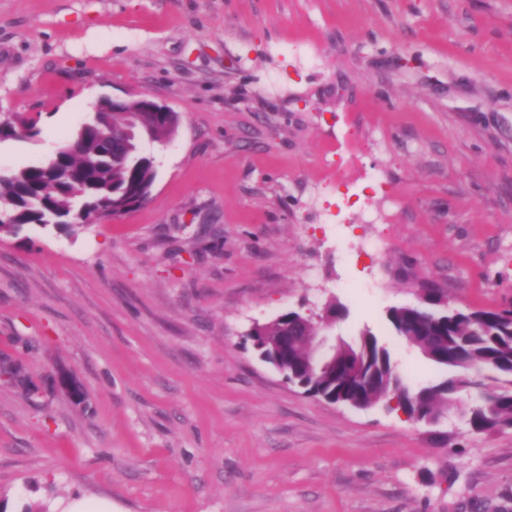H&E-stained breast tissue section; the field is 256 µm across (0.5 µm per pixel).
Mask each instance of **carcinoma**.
<instances>
[{
    "instance_id": "cac0c4a2",
    "label": "carcinoma",
    "mask_w": 512,
    "mask_h": 512,
    "mask_svg": "<svg viewBox=\"0 0 512 512\" xmlns=\"http://www.w3.org/2000/svg\"><path fill=\"white\" fill-rule=\"evenodd\" d=\"M131 123V113L115 112L112 101H101L72 137L78 143L76 152L0 172V212L17 224L41 225L51 213L67 216L76 204L77 184L86 187L83 204L88 225L97 221L100 208L112 203L138 207L147 203L156 178L155 164L134 152L111 160L102 139V128L120 131ZM141 129L157 141L167 135L164 119L149 112L141 116ZM37 134L36 123L19 115L0 129V142ZM388 320L396 335L450 371L435 384L407 390L398 400L403 410L440 416L448 407L461 405L472 432L512 428V302L492 310L454 308L443 315L404 306L392 309ZM349 347L352 361L364 376L353 383L350 406L364 409L395 398L404 382L389 349L368 329ZM306 359L305 345L295 344L288 371L296 372L315 394L335 393L341 376L309 374ZM2 375L17 387H28L23 368L6 357L0 359Z\"/></svg>"
}]
</instances>
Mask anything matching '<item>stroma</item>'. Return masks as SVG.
Masks as SVG:
<instances>
[{"mask_svg": "<svg viewBox=\"0 0 512 512\" xmlns=\"http://www.w3.org/2000/svg\"><path fill=\"white\" fill-rule=\"evenodd\" d=\"M137 96L179 119L149 202L0 237V512H512V429L334 405L244 342L337 303L416 387L447 371L390 308L512 300V0H0V114L40 130L1 170Z\"/></svg>", "mask_w": 512, "mask_h": 512, "instance_id": "obj_1", "label": "stroma"}]
</instances>
